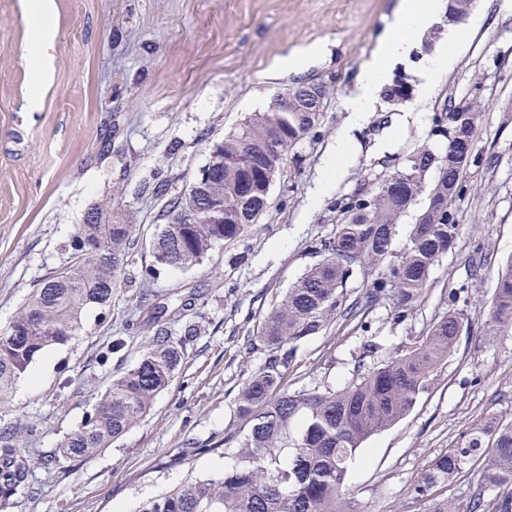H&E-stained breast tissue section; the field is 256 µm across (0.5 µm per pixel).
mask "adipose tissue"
<instances>
[{
    "label": "adipose tissue",
    "mask_w": 512,
    "mask_h": 512,
    "mask_svg": "<svg viewBox=\"0 0 512 512\" xmlns=\"http://www.w3.org/2000/svg\"><path fill=\"white\" fill-rule=\"evenodd\" d=\"M445 7V0H400L392 21L358 74L357 94L347 102L346 109L353 120H360L368 112L379 88L388 80L392 62L410 52L419 31L430 26ZM30 15L33 24L27 51L32 77L39 82L46 76L54 37L52 0H31ZM462 42V32H450L447 48L427 59L420 70L422 96L431 95L447 71L453 68Z\"/></svg>",
    "instance_id": "ef3b65f1"
}]
</instances>
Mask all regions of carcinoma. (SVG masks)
Here are the masks:
<instances>
[{
  "label": "carcinoma",
  "instance_id": "obj_1",
  "mask_svg": "<svg viewBox=\"0 0 512 512\" xmlns=\"http://www.w3.org/2000/svg\"><path fill=\"white\" fill-rule=\"evenodd\" d=\"M322 116L254 113L213 143L207 162L211 178L202 187L189 185L170 196L168 173L156 170L151 185L156 197L166 198V223L154 239L153 261L143 277L192 268L217 245L243 240L268 209L271 186L289 150L314 133ZM433 130L442 133L445 145L416 147L410 167L390 174L391 189L378 181L368 192L370 204L358 196L336 202L340 217L332 233L309 244L318 260L270 308L257 333L245 337V349L263 351L265 360L236 398L246 431L224 433L223 446L234 449L235 466L217 480L189 478L138 512H358L346 497L349 462L364 441L413 408L454 352L468 317L458 308L435 315L418 340L381 364L365 362L378 349L366 341L355 379L340 390L291 391L287 379L305 339L334 324L367 333L369 314L384 303L397 323L421 309L432 266L452 248L458 232L454 209L468 163L456 142H476V114L438 112ZM265 168L273 171V179L257 176ZM213 208L224 212V223H211ZM94 211L100 222L77 226L66 245L68 263L32 289L0 337V400L44 350L81 335L89 306L111 305L136 255V225L119 223L109 203ZM409 213L411 230L398 251L397 226ZM357 274L367 285L354 296L348 283ZM489 322L494 336L512 328V260L496 282ZM196 335L193 324L177 342L155 331L138 365L113 379L85 421L64 437L62 455L90 456L139 422L172 383L184 341ZM471 456L482 459L477 481L489 495L478 494L462 505L437 494V487L453 481ZM33 493L31 460L16 448L15 434L0 431V512H11L20 498ZM413 493L426 512H512V419L474 424L460 442L429 462Z\"/></svg>",
  "mask_w": 512,
  "mask_h": 512
}]
</instances>
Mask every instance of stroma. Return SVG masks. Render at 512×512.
I'll return each mask as SVG.
<instances>
[{"label":"stroma","mask_w":512,"mask_h":512,"mask_svg":"<svg viewBox=\"0 0 512 512\" xmlns=\"http://www.w3.org/2000/svg\"><path fill=\"white\" fill-rule=\"evenodd\" d=\"M29 3L0 0V336L33 285L66 263V245L95 206L111 203L136 225L140 244L111 306L88 308L80 337L48 348L0 403V430L15 432L32 458L37 487L13 512H136L187 477L217 479L232 469L233 452L219 444L238 424L239 389L263 363L262 354L245 352V336L314 263L307 244L332 232L336 199L366 192L415 145L437 146L435 113L467 101L477 140L456 203L459 230L432 268L424 307L399 325L382 307L370 315V332L333 327L304 340L288 376L292 390L343 388L366 340L378 345L374 362L387 360L459 294L469 322L456 350L413 409L349 464L347 488L360 512H423L413 487L429 460L477 420L512 417V330L487 333L497 272L512 258V0H477L461 24L465 47L420 121L405 119L406 103L380 95L359 123L344 104L399 0H53L52 61L38 87L26 52ZM448 30L440 17L395 65L410 97L419 92L422 58L446 46ZM314 42L325 45L323 56L302 73L274 75L278 58ZM312 80L327 85L324 117L314 137L293 147L249 236L216 247L202 265L143 281L164 222L162 200L145 188L151 174L167 170L177 194L207 163L212 142L267 111L285 88ZM34 93L40 108L32 112ZM342 135L348 156L325 192ZM186 296L192 306L184 311ZM130 320L174 341L191 321L200 333L139 423L92 456L63 457L61 440L150 341L127 330ZM119 337L122 349L108 353ZM35 374L38 384L28 385Z\"/></svg>","instance_id":"35a3bbf8"}]
</instances>
